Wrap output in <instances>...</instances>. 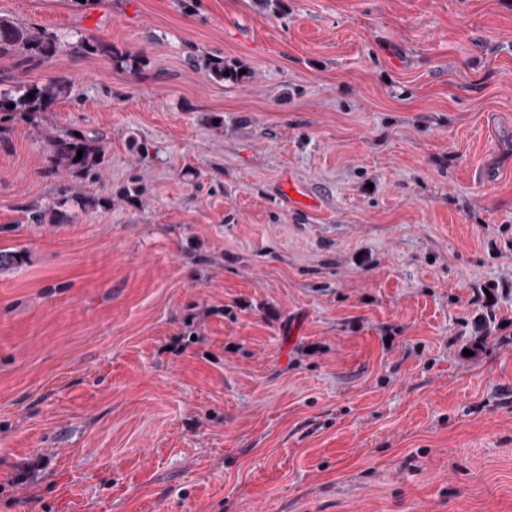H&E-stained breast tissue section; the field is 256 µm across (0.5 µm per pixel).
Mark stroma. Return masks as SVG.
I'll use <instances>...</instances> for the list:
<instances>
[{"label": "stroma", "instance_id": "stroma-1", "mask_svg": "<svg viewBox=\"0 0 512 512\" xmlns=\"http://www.w3.org/2000/svg\"><path fill=\"white\" fill-rule=\"evenodd\" d=\"M0 18V512H512V0ZM60 44L53 33L24 28L7 19L0 20V56L15 53L27 62H43L56 55ZM193 63L196 65H201L209 74L215 79L224 81L231 80L233 82H242L247 78V74H239V71L235 68H232L224 63V60L214 59V58H204L202 60L193 59ZM226 73H229V76H226ZM70 88V83L53 81L43 85L19 86L16 94L0 93V121L2 118L11 120L21 117L33 122L41 112L51 109L58 98L66 95ZM29 94H32L33 99L29 98ZM9 104H14V107L8 108ZM79 133L80 136H77L74 132H70L54 140V163L62 164L66 169H74L85 175L95 176L103 147L96 139L87 137L82 132ZM79 149L83 151L82 158L76 160Z\"/></svg>", "mask_w": 512, "mask_h": 512}]
</instances>
